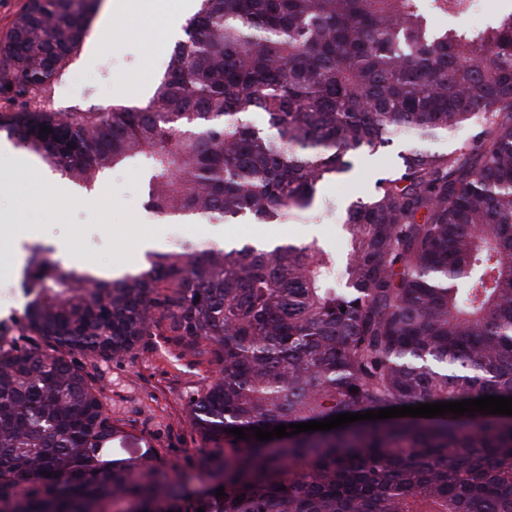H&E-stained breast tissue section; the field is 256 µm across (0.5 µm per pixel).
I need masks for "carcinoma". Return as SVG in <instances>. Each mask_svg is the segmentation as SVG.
<instances>
[{"label": "carcinoma", "mask_w": 512, "mask_h": 512, "mask_svg": "<svg viewBox=\"0 0 512 512\" xmlns=\"http://www.w3.org/2000/svg\"><path fill=\"white\" fill-rule=\"evenodd\" d=\"M94 8L26 0L0 42V94L18 103L0 131L80 186L140 165L166 222L282 224L400 130L478 132L398 152L348 199L341 261L315 241L249 240L151 251L108 278L35 249L32 342L0 345V512H512V416L249 430L512 397V9L437 29L466 0H202L144 105L39 110ZM146 336L216 364L188 405L215 444L195 487L157 448L112 456L121 427L87 362ZM474 134L471 126L459 127L448 135H440L424 143L433 150L448 151L466 144Z\"/></svg>", "instance_id": "carcinoma-1"}]
</instances>
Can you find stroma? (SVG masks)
<instances>
[{"mask_svg":"<svg viewBox=\"0 0 512 512\" xmlns=\"http://www.w3.org/2000/svg\"><path fill=\"white\" fill-rule=\"evenodd\" d=\"M131 20L119 34L101 35V18L93 16L89 32L68 66L39 93L47 112H90L115 105L140 106L153 95L176 41L184 32L169 36L163 24L134 26L138 0H125ZM148 77L146 88L135 92L133 76ZM386 163L380 156L356 159L344 182L325 186L320 194L325 208L307 212L287 224H170L152 217L144 205L143 170L136 165L116 168L98 178L91 190L60 178L36 155L22 151L0 156V182L10 183L12 194L0 197V210L12 224L0 223V343L22 346L28 340L24 311L29 301L25 270L33 246L48 257L65 261L75 255L102 273L132 270L129 258L140 237L151 236V250H164L186 237L202 246L223 245L263 237L274 242H318L343 254L347 235L341 228L343 202L367 194ZM33 224L39 230L35 244L13 245V227ZM95 375L103 387L112 417L122 432L113 447L139 455L142 448H158L161 466L173 477L193 475L197 451L206 442L186 416L189 401L215 376L209 361L180 354L166 336L144 337L124 355L97 362Z\"/></svg>","mask_w":512,"mask_h":512,"instance_id":"stroma-1","label":"stroma"}]
</instances>
